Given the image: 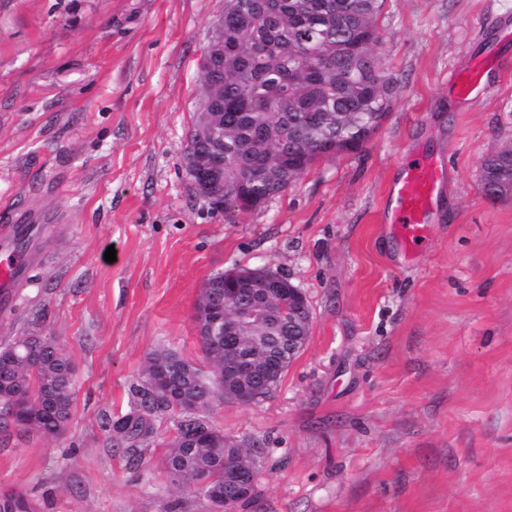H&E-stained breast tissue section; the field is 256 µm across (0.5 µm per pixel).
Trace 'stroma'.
<instances>
[{"label":"stroma","mask_w":512,"mask_h":512,"mask_svg":"<svg viewBox=\"0 0 512 512\" xmlns=\"http://www.w3.org/2000/svg\"><path fill=\"white\" fill-rule=\"evenodd\" d=\"M223 15L224 0H0V229L42 227L0 346L47 336L76 368L64 434L0 420V512H216L163 469L188 412L152 414L141 457L107 424L138 404L153 350L205 367L200 291L241 268L287 276L312 324L271 395L197 412L259 451L240 512H512V199L479 178L512 142V0H385L381 128L231 214L181 166ZM487 58L460 99L450 74ZM414 153L444 179L409 257L384 225Z\"/></svg>","instance_id":"obj_1"}]
</instances>
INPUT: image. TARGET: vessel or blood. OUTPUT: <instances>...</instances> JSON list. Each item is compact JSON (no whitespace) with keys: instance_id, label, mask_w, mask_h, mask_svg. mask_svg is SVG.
Returning <instances> with one entry per match:
<instances>
[{"instance_id":"vessel-or-blood-1","label":"vessel or blood","mask_w":512,"mask_h":512,"mask_svg":"<svg viewBox=\"0 0 512 512\" xmlns=\"http://www.w3.org/2000/svg\"><path fill=\"white\" fill-rule=\"evenodd\" d=\"M484 76L481 63L469 61L455 70L450 81L459 96L470 97ZM443 179V170L424 157L407 160L405 172L394 186L397 206L388 220L407 251H415L427 232V222ZM26 225L6 227L0 231V304H9L16 288L27 279L30 255L17 243Z\"/></svg>"}]
</instances>
